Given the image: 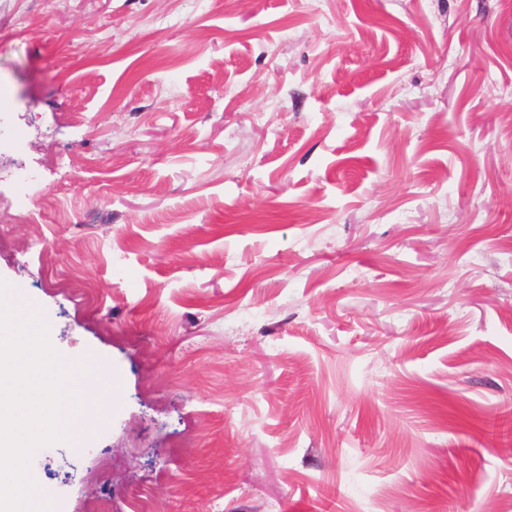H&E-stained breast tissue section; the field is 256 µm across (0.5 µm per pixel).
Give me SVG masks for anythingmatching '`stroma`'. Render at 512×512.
Segmentation results:
<instances>
[{"instance_id": "35a3bbf8", "label": "stroma", "mask_w": 512, "mask_h": 512, "mask_svg": "<svg viewBox=\"0 0 512 512\" xmlns=\"http://www.w3.org/2000/svg\"><path fill=\"white\" fill-rule=\"evenodd\" d=\"M1 98L50 512H512V0H0Z\"/></svg>"}]
</instances>
